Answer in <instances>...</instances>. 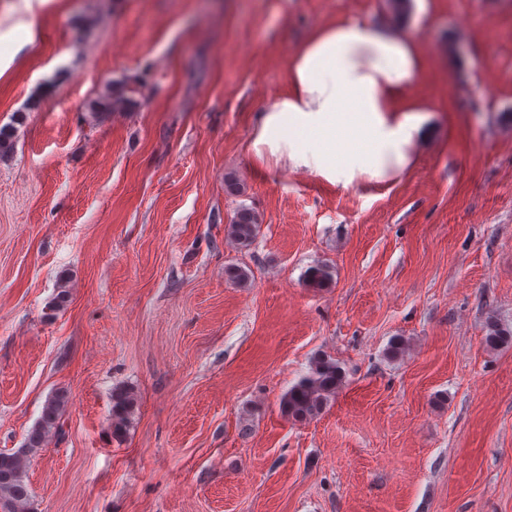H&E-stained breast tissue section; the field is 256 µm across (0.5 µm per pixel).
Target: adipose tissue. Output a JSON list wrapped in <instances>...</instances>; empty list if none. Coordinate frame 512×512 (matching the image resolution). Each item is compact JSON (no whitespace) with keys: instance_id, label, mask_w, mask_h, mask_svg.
<instances>
[{"instance_id":"ef3b65f1","label":"adipose tissue","mask_w":512,"mask_h":512,"mask_svg":"<svg viewBox=\"0 0 512 512\" xmlns=\"http://www.w3.org/2000/svg\"><path fill=\"white\" fill-rule=\"evenodd\" d=\"M416 38L356 19L310 31L288 61L289 91L262 113L257 158L273 157L334 184L384 181L411 162L423 102Z\"/></svg>"}]
</instances>
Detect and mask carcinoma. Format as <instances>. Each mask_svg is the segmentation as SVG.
<instances>
[{"label": "carcinoma", "mask_w": 512, "mask_h": 512, "mask_svg": "<svg viewBox=\"0 0 512 512\" xmlns=\"http://www.w3.org/2000/svg\"><path fill=\"white\" fill-rule=\"evenodd\" d=\"M262 220L252 208L243 205L237 209L227 235L238 245L248 247L255 241ZM307 287L321 290L333 281L332 268L327 264H316L304 273ZM485 344L491 348L512 343V328L501 326L492 317L485 322ZM343 371L335 359L321 355L310 365L309 372L302 376L283 395L280 409L284 416L297 422L310 421L319 416L336 396L343 382ZM68 403L66 393L58 391L45 402L38 423L29 431L25 444L11 452H0V512H32V491L26 476L29 458L43 449ZM136 407L135 394L123 387L112 391L111 422L112 436L122 437L130 423Z\"/></svg>", "instance_id": "carcinoma-1"}]
</instances>
